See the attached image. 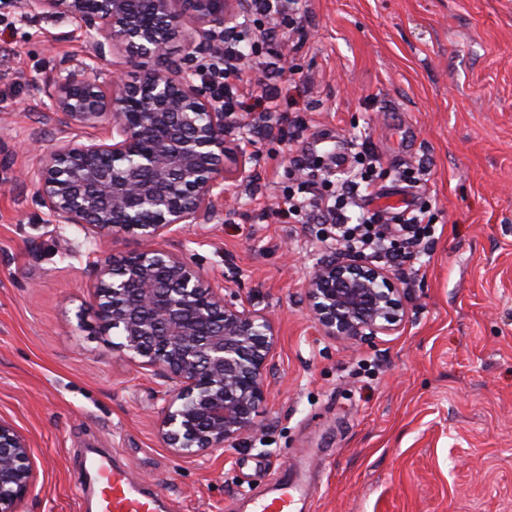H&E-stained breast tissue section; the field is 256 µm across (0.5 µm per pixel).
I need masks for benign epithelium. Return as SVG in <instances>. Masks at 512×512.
Segmentation results:
<instances>
[{
	"instance_id": "benign-epithelium-1",
	"label": "benign epithelium",
	"mask_w": 512,
	"mask_h": 512,
	"mask_svg": "<svg viewBox=\"0 0 512 512\" xmlns=\"http://www.w3.org/2000/svg\"><path fill=\"white\" fill-rule=\"evenodd\" d=\"M249 0H22L33 16H68L96 35L107 68L96 77L77 56L60 58L44 84L49 120L61 129H103L64 152H47L26 177L54 224H77L95 249L87 253L93 305L121 336L118 349L167 383L158 432L180 457L197 458L256 428L266 401L263 378L276 346L275 321L224 296L182 255L160 242L182 224H208L224 195L228 113L211 88L192 76L220 53L224 33ZM180 31L181 57L168 42ZM125 51L124 64L107 60ZM139 70L126 81L125 69ZM133 232L143 248L101 258L112 237ZM310 311L325 335L367 342L395 330L399 289L388 272L342 256L307 280ZM33 487L30 444L0 420V512H16Z\"/></svg>"
}]
</instances>
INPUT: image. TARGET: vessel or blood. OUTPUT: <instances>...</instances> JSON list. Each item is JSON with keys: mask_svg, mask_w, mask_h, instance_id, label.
<instances>
[{"mask_svg": "<svg viewBox=\"0 0 512 512\" xmlns=\"http://www.w3.org/2000/svg\"><path fill=\"white\" fill-rule=\"evenodd\" d=\"M269 496L255 500L252 512H293L297 486L286 475L273 478ZM80 490L89 495L95 512H163L157 495L134 482L111 454H99L85 463Z\"/></svg>", "mask_w": 512, "mask_h": 512, "instance_id": "vessel-or-blood-1", "label": "vessel or blood"}]
</instances>
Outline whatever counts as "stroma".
I'll list each match as a JSON object with an SVG mask.
<instances>
[{
	"instance_id": "obj_1",
	"label": "stroma",
	"mask_w": 512,
	"mask_h": 512,
	"mask_svg": "<svg viewBox=\"0 0 512 512\" xmlns=\"http://www.w3.org/2000/svg\"><path fill=\"white\" fill-rule=\"evenodd\" d=\"M290 71L269 79L302 138L230 117L217 217L166 241L225 293L272 316L258 432L203 458L158 434L164 382L126 358L90 309L85 231L52 223L25 179L60 131L40 87L94 38L67 17L0 0V419L30 443L17 512H87L82 454L104 448L169 512H236L288 473L303 512H512V0H301ZM367 138L382 158L376 206L435 215L428 249L390 276L404 318L370 343L326 336L305 284L333 257L310 225L262 219L292 160ZM415 170L417 183L401 180Z\"/></svg>"
}]
</instances>
